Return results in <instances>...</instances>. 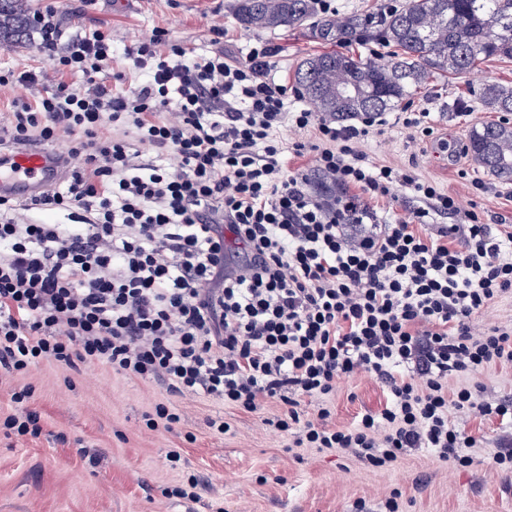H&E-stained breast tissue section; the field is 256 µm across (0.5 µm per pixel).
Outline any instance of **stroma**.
Returning a JSON list of instances; mask_svg holds the SVG:
<instances>
[{"mask_svg": "<svg viewBox=\"0 0 512 512\" xmlns=\"http://www.w3.org/2000/svg\"><path fill=\"white\" fill-rule=\"evenodd\" d=\"M233 0H33L34 12L54 9L66 35L102 32L112 41V63L101 79L121 92L141 79L124 58L126 47L168 30L172 40L208 54L223 48L245 57L252 39L278 46L276 77L294 87V73L313 53L333 49L311 26L255 33L243 30ZM223 28L216 38L214 28ZM486 83L512 86V59L481 61L474 73L429 80L410 109L425 113V131L405 127L400 110L388 111V126L362 145L370 159L410 172L454 196L462 211L482 218L505 216L512 225V182L497 179L472 161L468 138L483 122L501 121L479 100ZM34 387L42 433L14 440L0 430V512H385L392 490L402 493L403 512H512V473L491 470L485 457L512 443V425L473 414L451 413L476 439L474 463L455 468L428 449L413 448L392 465L376 468L345 453L297 448L295 431L268 421L282 405L264 401L254 411L204 398L180 399L182 431L145 428V417L166 401L163 386L112 374L103 365L73 371L53 363L33 367L24 378ZM387 388L362 374L339 380L324 400L302 395L298 410L316 419L329 407V423L351 426L380 410ZM223 416L231 426L219 435L208 426ZM180 452L178 466L167 460ZM100 457L90 466L86 456ZM199 479L195 502L173 497L189 475Z\"/></svg>", "mask_w": 512, "mask_h": 512, "instance_id": "35a3bbf8", "label": "stroma"}]
</instances>
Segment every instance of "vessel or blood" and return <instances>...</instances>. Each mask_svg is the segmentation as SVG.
Segmentation results:
<instances>
[{"label": "vessel or blood", "mask_w": 512, "mask_h": 512, "mask_svg": "<svg viewBox=\"0 0 512 512\" xmlns=\"http://www.w3.org/2000/svg\"><path fill=\"white\" fill-rule=\"evenodd\" d=\"M70 172L59 154L37 146H0V198L38 201Z\"/></svg>", "instance_id": "vessel-or-blood-1"}]
</instances>
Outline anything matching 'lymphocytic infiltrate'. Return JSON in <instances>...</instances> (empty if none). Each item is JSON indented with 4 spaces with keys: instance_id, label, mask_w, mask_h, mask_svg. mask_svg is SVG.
<instances>
[{
    "instance_id": "f902f5d3",
    "label": "lymphocytic infiltrate",
    "mask_w": 512,
    "mask_h": 512,
    "mask_svg": "<svg viewBox=\"0 0 512 512\" xmlns=\"http://www.w3.org/2000/svg\"><path fill=\"white\" fill-rule=\"evenodd\" d=\"M33 28L47 68L0 74V87L47 90L15 103L8 124L19 144L65 140L74 174L37 201L42 221L17 220L0 201V376L45 361L103 365L161 382L170 400L244 410L276 400L285 410L275 425L297 429L296 445L376 467L412 448L470 467L476 440L451 422L453 409L512 422L511 400L476 399L485 370L512 365V326L473 325L512 291V232L370 161L360 145L381 132L382 114L342 124L288 111V88L272 74L277 46L253 43L241 62L195 57L163 29L126 48L143 80L116 94L99 79L112 60L105 35L64 37L52 9ZM68 69L81 86L58 82ZM286 124L313 130L314 143L292 149L314 152L334 195H312L306 174L288 169L276 138ZM396 183L418 207L366 230L370 201ZM457 214L463 223L444 224ZM228 233L242 248L234 264ZM363 373L390 391L380 412L349 428L329 426L325 407L301 421L298 396H328ZM170 400L156 404L149 430H177Z\"/></svg>"
}]
</instances>
